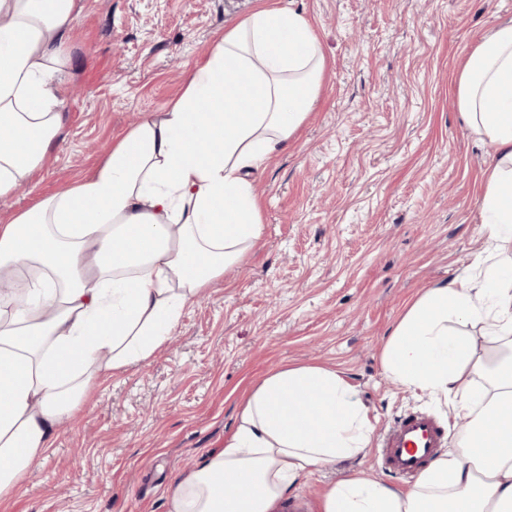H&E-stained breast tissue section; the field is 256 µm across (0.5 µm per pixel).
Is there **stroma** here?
Segmentation results:
<instances>
[{
	"instance_id": "stroma-1",
	"label": "stroma",
	"mask_w": 512,
	"mask_h": 512,
	"mask_svg": "<svg viewBox=\"0 0 512 512\" xmlns=\"http://www.w3.org/2000/svg\"><path fill=\"white\" fill-rule=\"evenodd\" d=\"M278 2L311 22L327 68L296 137L255 175L260 240L164 347L97 386L0 512H168L175 480L223 449L244 392L288 363L342 372L377 419L373 444L403 412L463 432L452 405L398 387L380 352L426 288L512 266L483 231L491 149L455 103L459 70L512 0ZM258 4L87 0L67 42L63 141L0 199V221L88 176ZM354 472L397 483L371 452L312 470L288 498L319 512L323 489Z\"/></svg>"
}]
</instances>
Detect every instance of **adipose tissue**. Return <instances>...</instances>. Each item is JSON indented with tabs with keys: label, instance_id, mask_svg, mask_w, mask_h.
<instances>
[{
	"label": "adipose tissue",
	"instance_id": "1",
	"mask_svg": "<svg viewBox=\"0 0 512 512\" xmlns=\"http://www.w3.org/2000/svg\"><path fill=\"white\" fill-rule=\"evenodd\" d=\"M79 0H0V197L63 139L56 74ZM326 60L305 16L257 8L216 42L161 115L126 131L88 176L0 224V499L53 448L97 380L147 360L185 308L262 234L253 176L320 96ZM457 109L489 143L481 211L512 244V23L490 22L457 75ZM505 269L427 289L381 354L396 385L469 421L413 487L360 473L320 512H512V287ZM464 324L490 325L480 348ZM374 420L336 369L292 364L245 398L224 447L175 483L169 512H276L311 469L367 455Z\"/></svg>",
	"mask_w": 512,
	"mask_h": 512
}]
</instances>
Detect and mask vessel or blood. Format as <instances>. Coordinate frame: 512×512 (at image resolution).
<instances>
[{"label": "vessel or blood", "mask_w": 512, "mask_h": 512, "mask_svg": "<svg viewBox=\"0 0 512 512\" xmlns=\"http://www.w3.org/2000/svg\"><path fill=\"white\" fill-rule=\"evenodd\" d=\"M445 441V430L427 413L396 417L383 437L378 452L382 470L405 479L416 478L427 469Z\"/></svg>", "instance_id": "1"}]
</instances>
